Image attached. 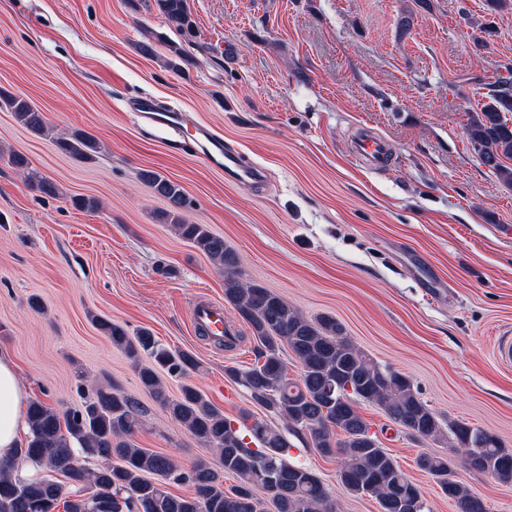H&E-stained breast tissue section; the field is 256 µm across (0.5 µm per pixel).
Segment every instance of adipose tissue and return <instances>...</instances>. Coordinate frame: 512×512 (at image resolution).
<instances>
[{
  "instance_id": "ef3b65f1",
  "label": "adipose tissue",
  "mask_w": 512,
  "mask_h": 512,
  "mask_svg": "<svg viewBox=\"0 0 512 512\" xmlns=\"http://www.w3.org/2000/svg\"><path fill=\"white\" fill-rule=\"evenodd\" d=\"M26 398L10 354L0 350V457L12 454L26 429L23 411Z\"/></svg>"
}]
</instances>
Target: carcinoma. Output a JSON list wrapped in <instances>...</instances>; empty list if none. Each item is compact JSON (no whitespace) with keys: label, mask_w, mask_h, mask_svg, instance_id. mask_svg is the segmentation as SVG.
<instances>
[{"label":"carcinoma","mask_w":512,"mask_h":512,"mask_svg":"<svg viewBox=\"0 0 512 512\" xmlns=\"http://www.w3.org/2000/svg\"><path fill=\"white\" fill-rule=\"evenodd\" d=\"M157 10L179 33L192 29L187 0H154ZM9 108L28 129L46 132L39 110L16 96H3ZM512 70L490 84L488 102L470 113L465 136L481 163L503 184L512 187ZM60 148L88 160L95 140L76 131L58 139ZM139 177L168 203L166 217L184 240L224 268V295L236 313L251 327L258 343V362L242 370L227 368L225 377L246 388L282 426L245 415L239 424L226 418L192 385L181 386L173 398L159 373L184 379L196 368L194 357L175 354L148 330L136 336L120 325L98 322L112 344L124 350L137 365L139 378L151 398L172 419L186 426L195 440L209 449L216 463L199 459L185 470L169 457L137 446L135 431L141 421L137 402L120 393L109 381L90 385L81 407L59 413L32 401L25 419L27 436L15 456L0 458V512H265L255 489L270 495L276 512H336L329 493L309 468L285 457L292 434L309 448L336 459L339 481L352 495L375 497L381 512H426L420 489L408 480L376 433L360 413V405L380 406L415 438L448 436L450 449L469 470L487 472L503 484L512 483V449L490 432L465 421L444 423L414 391L411 379L374 361L357 348L333 317L310 320L269 289L245 280L238 256L203 224L184 223L186 206L182 188L149 170ZM32 189L57 195L56 186L27 175ZM300 364L291 379L281 357L282 346ZM150 364H140L141 357ZM103 461L90 470L78 454ZM35 469L62 474L64 480L15 475L16 459ZM418 467L432 475L442 493L454 500L460 512H487L485 501L453 478L454 461L446 455L424 454ZM233 474L238 484L226 489L222 474ZM187 483L192 491L175 495L162 480Z\"/></svg>","instance_id":"cac0c4a2"}]
</instances>
